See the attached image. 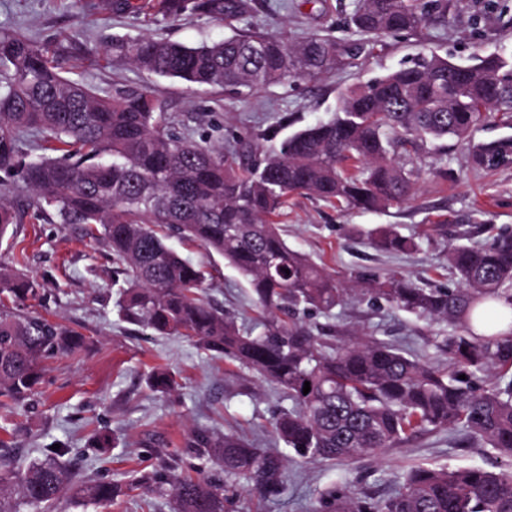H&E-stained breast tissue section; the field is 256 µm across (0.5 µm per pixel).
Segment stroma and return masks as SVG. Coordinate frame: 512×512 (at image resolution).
Instances as JSON below:
<instances>
[{
  "instance_id": "35a3bbf8",
  "label": "stroma",
  "mask_w": 512,
  "mask_h": 512,
  "mask_svg": "<svg viewBox=\"0 0 512 512\" xmlns=\"http://www.w3.org/2000/svg\"><path fill=\"white\" fill-rule=\"evenodd\" d=\"M111 2L0 0V31H23L50 51L61 43L73 44L72 53L59 60L70 78L107 93L150 84L180 128L223 146L260 131L268 134L261 148L278 145L293 130L327 119L342 89L397 69L425 48L456 61L477 53L512 51V12L490 10L488 0H461L447 24L405 32L372 48L345 23L355 0H260L240 30L281 35L291 42L312 35L329 37L352 52L350 65L246 96L204 89L190 95L180 82L112 60L105 46L113 38L141 34L186 44L220 41L227 29L197 16L173 21L119 14L112 11ZM398 163L420 169L421 178L412 199L385 211H351L304 194L290 195L280 219L289 245L341 279L398 272L423 286H455L447 243L426 240L415 253L385 254L372 247L369 234L391 224L409 236L443 220L449 230L460 232L483 224L512 228V168L475 173L466 150L452 139L425 143L418 154L399 156ZM29 197L21 182L13 183L9 200L25 215L0 240V266L37 280L41 294L14 302L13 308L20 315H38L76 330L86 345L44 361L45 383L27 412L0 408V440L7 442L11 460L26 466L45 459L47 448L60 443L65 447L61 461L81 477L121 486L109 512H172L171 497L144 498L134 483L153 472L190 471L197 463L184 446L190 430L206 428L242 436L259 448L274 447L271 423L288 406L279 390L180 337L160 336L121 319L111 252L84 236L79 226L27 213ZM168 244L183 258L206 267L211 304L238 322L250 323L248 285L222 256L176 235ZM314 320L337 337L364 326L419 355L427 354L428 338L436 329L406 312L356 298L346 300L332 316L318 314ZM157 367L176 373L178 387L172 394L150 388L147 376ZM96 434L108 438L104 450L92 447ZM496 464L493 449L459 447L448 432L419 434L375 457L289 463L278 499L245 488L226 510L317 512L320 492L341 476L352 488L384 498L398 489V476L414 466L489 469Z\"/></svg>"
}]
</instances>
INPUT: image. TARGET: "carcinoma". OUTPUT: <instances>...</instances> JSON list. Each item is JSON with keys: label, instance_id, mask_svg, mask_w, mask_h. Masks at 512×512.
<instances>
[{"label": "carcinoma", "instance_id": "obj_1", "mask_svg": "<svg viewBox=\"0 0 512 512\" xmlns=\"http://www.w3.org/2000/svg\"><path fill=\"white\" fill-rule=\"evenodd\" d=\"M456 2L356 0L347 25L364 36H393L448 22ZM131 9L168 19L194 14L232 30L253 12L254 0H112L115 12ZM106 52L190 90L232 94L314 78L347 55L317 35L290 43L237 32L195 45L148 35L115 38ZM492 112L512 126V55L454 63L424 50L341 92L329 120L293 131L275 149H260L266 134L256 133L226 152L172 130L153 88L101 94L64 76L25 34L0 32V188L19 177L33 193L34 213L50 208L58 223L80 224L108 248L121 276L116 306L124 320L182 337L275 385L289 407L273 421V436L305 460H349L414 434L448 430L512 461V232L448 249L457 288H428L397 273L346 288L290 247L279 224L294 192L348 210L407 201L420 172L398 166L395 155L427 141H458L477 171L511 168L512 136L471 140ZM26 136L35 137L41 151L27 162L20 149ZM171 234L217 253L240 273L262 332L206 300L205 272L166 244ZM432 237L448 238V225L432 224L417 236L390 225L371 233V244L411 252ZM40 291L37 281L0 268V295L22 300ZM350 293L439 325L432 336L439 359L425 362L367 333L332 342L311 317L331 315ZM84 346V336L72 329L40 316L21 319L1 306L0 406L28 409L42 383L40 362ZM148 384L169 394L177 381L171 371L156 369ZM185 447L200 461L197 476L158 472L140 480L147 492L172 497L173 512H224L238 489L249 486L264 496L283 491L290 457L276 449L201 428L188 434ZM55 453L62 451L20 470L0 466V512H43L69 492L98 509L112 503L117 485L75 480ZM212 462L223 477L206 476ZM320 501L325 512H512V473L417 466L385 498L338 482Z\"/></svg>", "mask_w": 512, "mask_h": 512}]
</instances>
